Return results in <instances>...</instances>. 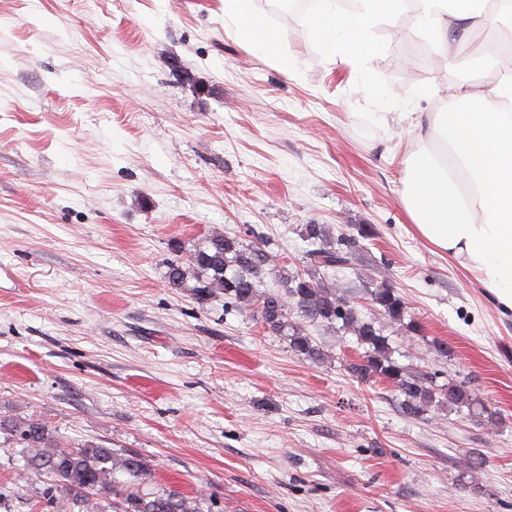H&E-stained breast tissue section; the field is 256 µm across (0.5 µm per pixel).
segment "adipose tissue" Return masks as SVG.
Returning <instances> with one entry per match:
<instances>
[{"mask_svg":"<svg viewBox=\"0 0 512 512\" xmlns=\"http://www.w3.org/2000/svg\"><path fill=\"white\" fill-rule=\"evenodd\" d=\"M238 38L283 68L294 65L281 34L249 0H223ZM411 16L415 32L437 43L449 30L512 26V0H319L302 23L313 43L341 63L369 59L378 28ZM499 49H486L475 79L490 78L485 92L464 85L444 98L440 111L373 112L371 121L404 123L414 143L404 157L403 204L411 224L512 312V68L498 65Z\"/></svg>","mask_w":512,"mask_h":512,"instance_id":"obj_1","label":"adipose tissue"}]
</instances>
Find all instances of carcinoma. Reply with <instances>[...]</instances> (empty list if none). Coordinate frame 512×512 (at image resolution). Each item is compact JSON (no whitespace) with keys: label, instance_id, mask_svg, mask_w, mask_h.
<instances>
[{"label":"carcinoma","instance_id":"obj_1","mask_svg":"<svg viewBox=\"0 0 512 512\" xmlns=\"http://www.w3.org/2000/svg\"><path fill=\"white\" fill-rule=\"evenodd\" d=\"M503 48L502 58L512 61V32L506 28L491 36ZM302 236L308 243L304 266L294 273L280 275V293L260 290V274L264 268L277 267V256L257 246L243 243L237 237L216 234L204 245L189 252L187 258L171 261L166 279L172 288H186L193 280L194 296L201 304L218 293L224 304L255 307L269 330L285 337L289 348L312 362L323 353L305 332L303 323H319L334 327L342 324L353 329L363 353L347 364L350 374L365 384L385 382L402 398V409L420 417L431 409L446 404L469 415L483 413V408L466 385L450 380L442 385L419 372L405 370L394 358L396 349L372 320L359 318L356 306L336 297L327 274L343 268L351 261V252L342 243L327 239L320 224H306ZM371 301L382 314L394 321L405 317L406 306L394 289L385 284L370 292ZM0 433L26 450L29 467L50 478L56 489L75 501H84L89 493H101L107 507L121 512H200L198 501L175 490L142 493L133 482L151 474L150 463L138 454L128 455L122 462L129 481L112 479V449L94 444L76 448H54L49 426L38 420L0 422Z\"/></svg>","mask_w":512,"mask_h":512}]
</instances>
